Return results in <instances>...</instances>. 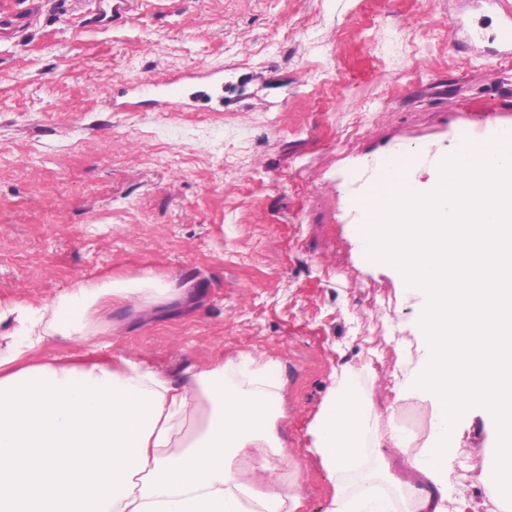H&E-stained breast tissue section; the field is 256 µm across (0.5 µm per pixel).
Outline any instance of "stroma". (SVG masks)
Here are the masks:
<instances>
[{
  "label": "stroma",
  "mask_w": 512,
  "mask_h": 512,
  "mask_svg": "<svg viewBox=\"0 0 512 512\" xmlns=\"http://www.w3.org/2000/svg\"><path fill=\"white\" fill-rule=\"evenodd\" d=\"M82 0H46L0 41V310L42 306L78 283L153 270L185 298L113 303L96 355L60 336L45 360L144 361L180 375L248 354L277 361L278 429L297 512H327L332 481L308 433L341 363L361 370L392 426L423 443L428 403L395 399L416 348L414 301L355 249L340 192L364 159L425 149L481 113L512 119V51L490 0H146L139 15L80 28ZM366 58L369 80L346 64ZM223 66L220 112H108L118 79ZM449 493L466 512H512V485L473 415L451 451Z\"/></svg>",
  "instance_id": "obj_1"
}]
</instances>
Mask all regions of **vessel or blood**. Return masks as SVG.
<instances>
[{
    "mask_svg": "<svg viewBox=\"0 0 512 512\" xmlns=\"http://www.w3.org/2000/svg\"><path fill=\"white\" fill-rule=\"evenodd\" d=\"M144 0H88L84 25L106 27L131 18ZM43 10V0H25L23 8L0 11V32L20 36L34 26ZM116 94L108 100L110 110L131 112L150 102L173 112L195 111L199 102L223 106L224 70L202 67L161 76H147L116 83Z\"/></svg>",
    "mask_w": 512,
    "mask_h": 512,
    "instance_id": "obj_1",
    "label": "vessel or blood"
}]
</instances>
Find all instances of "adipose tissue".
I'll return each instance as SVG.
<instances>
[{
  "label": "adipose tissue",
  "mask_w": 512,
  "mask_h": 512,
  "mask_svg": "<svg viewBox=\"0 0 512 512\" xmlns=\"http://www.w3.org/2000/svg\"><path fill=\"white\" fill-rule=\"evenodd\" d=\"M374 185L351 198L360 252L390 266L419 300L420 343L397 399L434 408L425 447L381 429L374 395L353 365H338L309 428L312 450L335 491L327 512H396L381 476L364 466L367 445L406 456L424 481L400 494L403 512H463L464 496L446 490L448 458L460 420L484 412L498 459L512 468V121L482 141L457 137L424 157L402 147L377 162ZM175 289L145 271L133 281L82 282L53 304L15 311L18 329L0 344V382L28 370L114 379L160 395L154 432L141 444L147 465L132 494L109 512H297L300 501L277 475L288 455L279 437V365L248 356L172 377L142 361L41 362L59 333L88 346L100 340V315L120 300L138 307L173 300ZM268 471L255 492L256 468Z\"/></svg>",
  "instance_id": "adipose-tissue-1"
}]
</instances>
